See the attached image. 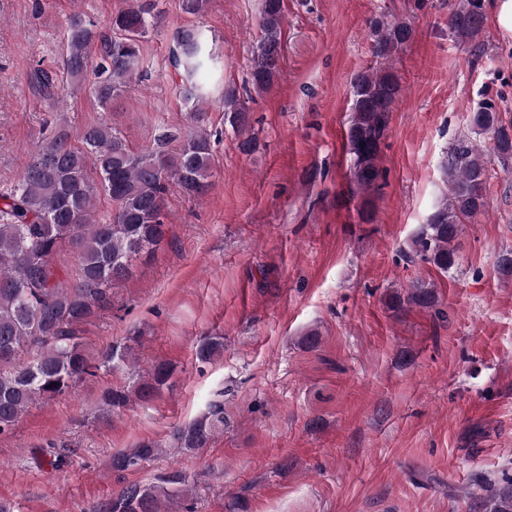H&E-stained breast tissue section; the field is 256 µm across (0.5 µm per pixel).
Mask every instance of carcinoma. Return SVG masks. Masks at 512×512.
Segmentation results:
<instances>
[{"label":"carcinoma","mask_w":512,"mask_h":512,"mask_svg":"<svg viewBox=\"0 0 512 512\" xmlns=\"http://www.w3.org/2000/svg\"><path fill=\"white\" fill-rule=\"evenodd\" d=\"M283 20L284 0H261L260 36L251 50V83L258 92L277 80ZM158 22L156 0H132L112 17L107 32L88 16L74 13L65 29L64 69L72 78L92 71L91 93L105 108L131 83L146 79L139 70L141 39ZM484 22V0H458L448 14L449 33L458 41L478 37ZM369 25L373 55L386 65L360 71L352 82L348 145L354 182L364 192L377 187L381 177L379 146L401 94L387 62L413 34L408 24L390 22L383 14L371 18ZM170 42L176 88L189 108L188 133L180 138L164 132L156 147L135 151L113 122L74 130L58 118L35 146L18 181L0 192V435L11 433L29 406L68 394L98 370L110 373L130 364L131 348L115 344L101 354L99 364H91L78 327L107 304L111 289L132 274L134 262L164 241L169 187L176 186L188 198L201 196L208 187L212 149L203 105L212 98L213 86L203 74L223 67L196 26L178 29ZM219 103L224 124L235 132L247 126L248 107L239 92L224 89ZM471 126L472 133L489 136L501 162L512 160V129L503 124L494 103L474 110ZM177 139L179 149L168 153V144ZM441 171L443 196L411 238L410 252L446 274L459 264L455 241L465 225L487 211L485 149L465 135L446 153ZM101 193L113 203L104 221L94 212ZM67 243L78 249V273L72 280L54 263ZM389 304L397 310L432 309L445 317L436 308L432 285L423 281L413 282L403 294H392ZM223 349V337H205L196 345V359L207 362ZM172 372L166 363L154 365L133 393L143 402L152 400ZM133 393L109 386L102 392V407L121 409ZM223 428L224 406L213 402L201 416L176 428L173 439L184 450L195 451L208 447ZM158 452L155 444L143 442L132 452L116 453L112 466L136 470ZM481 489L483 512H512V478H505L503 485L486 480ZM160 496L154 485L131 483L89 512H161Z\"/></svg>","instance_id":"cac0c4a2"}]
</instances>
